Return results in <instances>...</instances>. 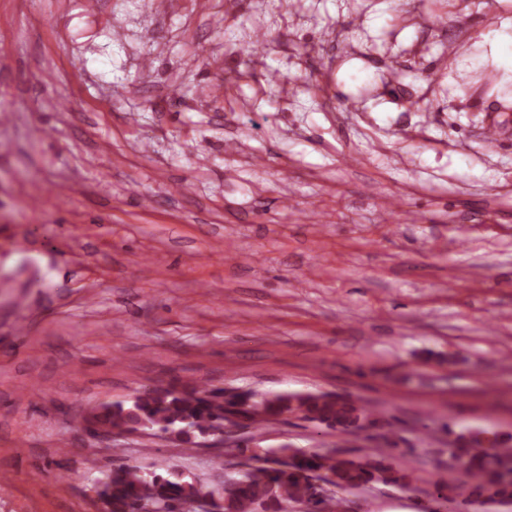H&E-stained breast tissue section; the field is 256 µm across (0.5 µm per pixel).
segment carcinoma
I'll return each mask as SVG.
<instances>
[{
	"label": "carcinoma",
	"instance_id": "carcinoma-1",
	"mask_svg": "<svg viewBox=\"0 0 512 512\" xmlns=\"http://www.w3.org/2000/svg\"><path fill=\"white\" fill-rule=\"evenodd\" d=\"M293 412L348 432L363 428L369 418L355 401L324 393L258 397L251 392L210 388L198 381L173 380L162 389L145 388L127 402L103 405L88 422L119 434L148 429L160 437L174 435L193 448L197 438L224 432V422L232 418L256 424ZM448 455L460 459V464L448 468L459 467L465 472L469 495L503 504L512 502L511 451L496 448L491 441L486 448L469 449L461 443L448 449ZM251 459L262 465L240 470L220 487L188 481L175 469L162 474L121 466L103 477L104 487L97 496L103 512H142L149 506L162 512L207 497L220 501V512H285L290 502L305 505L307 512H337L336 497L318 484L323 478L346 493L373 481L406 487L410 478L407 470L394 469L380 460L357 462L286 446L255 452Z\"/></svg>",
	"mask_w": 512,
	"mask_h": 512
}]
</instances>
